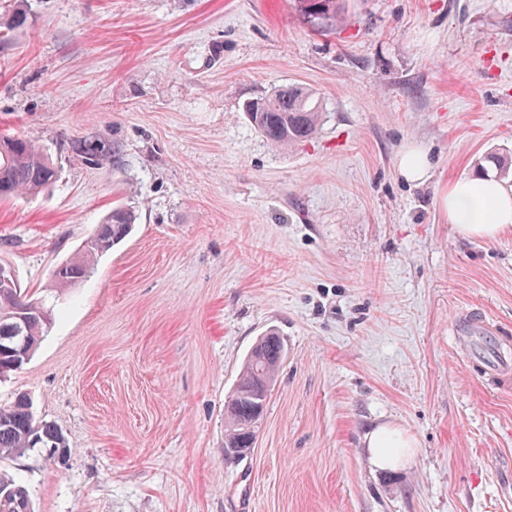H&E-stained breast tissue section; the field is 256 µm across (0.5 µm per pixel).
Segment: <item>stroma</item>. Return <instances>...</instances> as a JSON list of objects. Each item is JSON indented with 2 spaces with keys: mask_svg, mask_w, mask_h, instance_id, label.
Instances as JSON below:
<instances>
[{
  "mask_svg": "<svg viewBox=\"0 0 512 512\" xmlns=\"http://www.w3.org/2000/svg\"><path fill=\"white\" fill-rule=\"evenodd\" d=\"M0 32V136L57 182L0 201V264L52 325L0 380L67 438L0 462L35 512H512V386L469 373L455 313L512 334V231L469 238L442 197L512 154V0H32ZM314 91L311 139L275 149L245 100ZM117 143L122 166L78 156ZM428 181L400 177L408 145ZM132 233L81 282L61 267L112 207ZM286 355L257 441L224 455V401L268 331ZM414 443L373 469L366 433ZM344 0H296L300 14L317 31H331L344 18ZM399 174L409 182L423 183L431 177V163L427 152L419 146L407 147L397 160Z\"/></svg>",
  "mask_w": 512,
  "mask_h": 512,
  "instance_id": "1",
  "label": "stroma"
}]
</instances>
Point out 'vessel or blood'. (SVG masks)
<instances>
[{"instance_id": "b4317fda", "label": "vessel or blood", "mask_w": 512, "mask_h": 512, "mask_svg": "<svg viewBox=\"0 0 512 512\" xmlns=\"http://www.w3.org/2000/svg\"><path fill=\"white\" fill-rule=\"evenodd\" d=\"M457 348L475 375L488 385L512 383V337L483 309L457 313L452 322Z\"/></svg>"}]
</instances>
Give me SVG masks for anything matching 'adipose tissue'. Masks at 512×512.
I'll list each match as a JSON object with an SVG mask.
<instances>
[{
	"label": "adipose tissue",
	"mask_w": 512,
	"mask_h": 512,
	"mask_svg": "<svg viewBox=\"0 0 512 512\" xmlns=\"http://www.w3.org/2000/svg\"><path fill=\"white\" fill-rule=\"evenodd\" d=\"M448 221L462 233L497 239L512 230V185L494 177L478 176L451 184L442 199ZM368 460L373 468L399 466L412 441L401 430L380 425L365 436Z\"/></svg>",
	"instance_id": "adipose-tissue-1"
}]
</instances>
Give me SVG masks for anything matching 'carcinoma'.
<instances>
[{
  "label": "carcinoma",
  "instance_id": "cac0c4a2",
  "mask_svg": "<svg viewBox=\"0 0 512 512\" xmlns=\"http://www.w3.org/2000/svg\"><path fill=\"white\" fill-rule=\"evenodd\" d=\"M29 0H6L3 6L9 29L29 24ZM344 0H296L300 14L317 31H331L344 18ZM243 111L255 129L273 146L290 147L312 136L321 121V103L315 93L295 84H285L266 95L243 103ZM72 150L98 160L122 162L119 147L76 140ZM482 174L512 179V156L496 152L483 155L477 162ZM58 167L41 146L22 136L0 138V199L36 193L58 178ZM134 211L115 206L103 219L93 236V246H83L56 277L74 284L84 278L97 257L110 251L130 233ZM51 326L46 306L29 308L25 320H18L9 306L0 301V377L21 368L33 355L40 339ZM285 358L283 339L274 331L261 336L246 357L236 388L224 404V453L241 457L253 448L256 433L264 420L269 387L274 384ZM31 448L69 451L62 433L36 419L29 399L18 394L8 404H0V460L20 455ZM0 512H35L27 489L13 477L0 471Z\"/></svg>",
  "mask_w": 512,
  "mask_h": 512
}]
</instances>
